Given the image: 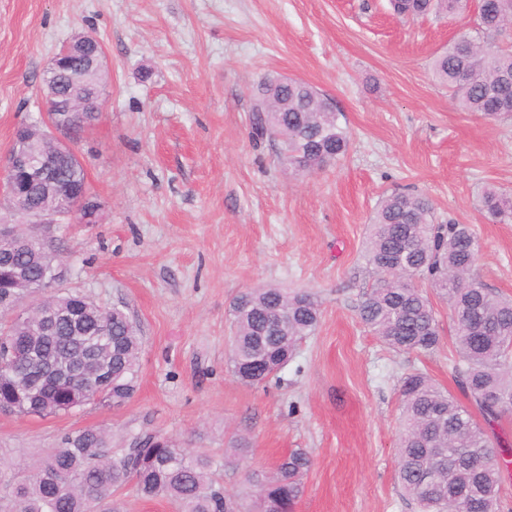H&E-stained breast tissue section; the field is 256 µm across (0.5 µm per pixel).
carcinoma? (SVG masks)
<instances>
[{
    "instance_id": "cac0c4a2",
    "label": "carcinoma",
    "mask_w": 512,
    "mask_h": 512,
    "mask_svg": "<svg viewBox=\"0 0 512 512\" xmlns=\"http://www.w3.org/2000/svg\"><path fill=\"white\" fill-rule=\"evenodd\" d=\"M398 16L464 17L472 0H389ZM512 26V0H478L475 33L458 34L435 57L434 78L458 108L485 119H512V47L498 37ZM305 82L263 83L253 106V134L272 137L280 162L314 173L349 151L340 112ZM29 147L39 156L50 143L40 115L29 116ZM87 180L78 161L64 162L60 182ZM483 208L512 224V195L488 188ZM479 242L467 224L437 221L429 199L395 190L369 224L365 259L374 283L359 306L363 323L388 347L432 353L441 338L427 282L448 304L458 359L456 383L468 404L425 372L400 386L398 484L418 512H498L503 467L494 425L512 414V298L488 288L475 266ZM0 302L41 295L53 320L15 318L0 323V405L16 414L57 417L85 405L119 406L130 400L140 371L141 336L121 304L110 308L51 284L60 268L45 244L26 248L0 238ZM320 304L310 292L260 288L241 293L230 309L229 367L241 383L260 386L288 363L297 343L315 332ZM478 411L483 422L474 418ZM312 466L297 448L268 472L245 471L252 506L224 486L223 465L170 437L145 435L131 448H114L95 427L66 432L58 447L32 465L0 450V512H121L117 494L132 487L144 499L162 498L174 512H293Z\"/></svg>"
}]
</instances>
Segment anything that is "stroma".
Instances as JSON below:
<instances>
[{
    "label": "stroma",
    "mask_w": 512,
    "mask_h": 512,
    "mask_svg": "<svg viewBox=\"0 0 512 512\" xmlns=\"http://www.w3.org/2000/svg\"><path fill=\"white\" fill-rule=\"evenodd\" d=\"M473 27L403 19L387 0H0V153L37 112L51 59L80 33L104 45L107 108L75 147L96 221L38 233L63 259L64 287L125 305L142 334L133 399L2 416L0 448L33 459L77 427L103 429L116 448L155 432L223 462L233 494L242 467L304 448L313 465L295 512H413L396 480L399 389L419 369L459 395L448 307L433 303L436 351L388 348L359 317L374 281L362 254L380 198L406 189L439 221L470 225L478 274L512 296V224L481 205L485 187L512 193V122L460 111L430 74ZM271 76L335 100L351 134L344 158L299 175L274 141L252 136L254 96ZM264 287L314 293L321 319L252 387L229 371L228 309Z\"/></svg>",
    "instance_id": "1"
}]
</instances>
